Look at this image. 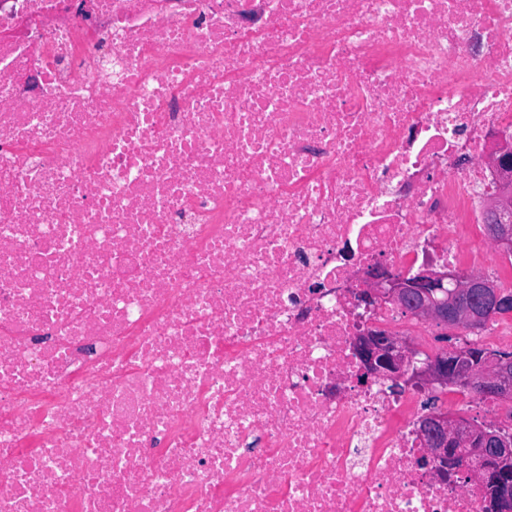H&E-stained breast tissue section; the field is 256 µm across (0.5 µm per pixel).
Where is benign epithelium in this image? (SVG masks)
I'll use <instances>...</instances> for the list:
<instances>
[{
    "mask_svg": "<svg viewBox=\"0 0 512 512\" xmlns=\"http://www.w3.org/2000/svg\"><path fill=\"white\" fill-rule=\"evenodd\" d=\"M487 164L503 176L512 175V144L503 142L487 158ZM488 236L498 251L512 249V191L500 189L485 204ZM364 288L357 293L356 307L366 311L380 304H392L410 316L444 325L450 330L474 329L486 315L512 308V295L498 291L482 274L459 275L431 267L421 270L412 281L398 276L382 264L364 275ZM353 348L364 366L361 380L385 377L428 388L445 386L451 380L467 384L486 398L512 399V359L509 357L479 362L459 355L448 346L423 365H415L416 351L401 336L383 329H367L353 338ZM418 433L426 452L424 461L440 463L455 448L468 447L480 460L472 469L480 483L507 492L503 498L489 500L492 512L512 509V431L495 423L472 424L452 420L444 413L432 412L420 420Z\"/></svg>",
    "mask_w": 512,
    "mask_h": 512,
    "instance_id": "1",
    "label": "benign epithelium"
}]
</instances>
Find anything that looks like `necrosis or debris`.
Returning <instances> with one entry per match:
<instances>
[{"mask_svg":"<svg viewBox=\"0 0 512 512\" xmlns=\"http://www.w3.org/2000/svg\"><path fill=\"white\" fill-rule=\"evenodd\" d=\"M502 139L512 0H0V512H484L352 341L433 355L377 263L512 283ZM487 164L499 171L503 176L511 179L512 168V144L503 142L498 150L493 152L486 160ZM489 230L488 236L498 251L512 253V191L505 188L490 196L485 204ZM511 250V251H508Z\"/></svg>","mask_w":512,"mask_h":512,"instance_id":"1","label":"necrosis or debris"}]
</instances>
